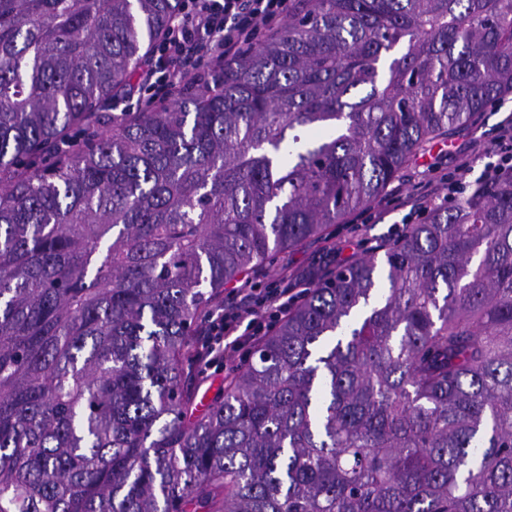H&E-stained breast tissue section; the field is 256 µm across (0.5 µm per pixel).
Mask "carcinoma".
Returning a JSON list of instances; mask_svg holds the SVG:
<instances>
[{"mask_svg": "<svg viewBox=\"0 0 512 512\" xmlns=\"http://www.w3.org/2000/svg\"><path fill=\"white\" fill-rule=\"evenodd\" d=\"M179 12L0 0V512H512V173L195 373L224 288L512 94V0H295L103 130Z\"/></svg>", "mask_w": 512, "mask_h": 512, "instance_id": "obj_1", "label": "carcinoma"}]
</instances>
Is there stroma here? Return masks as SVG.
I'll use <instances>...</instances> for the list:
<instances>
[{
  "instance_id": "obj_1",
  "label": "stroma",
  "mask_w": 512,
  "mask_h": 512,
  "mask_svg": "<svg viewBox=\"0 0 512 512\" xmlns=\"http://www.w3.org/2000/svg\"><path fill=\"white\" fill-rule=\"evenodd\" d=\"M511 112L512 95L505 98L501 109L486 112L476 126L459 130L452 140L427 145L425 151L391 182V189L400 192L399 201L383 197L370 209L336 225L331 237L308 241L298 249L282 254L272 272L248 277L249 286L269 288L286 274L302 273L311 277L324 269L348 264L380 238L396 235L404 225L417 222L420 214L410 209L408 199L417 197L428 179L453 172L463 159L468 160L472 168L469 182H476L485 165L492 161L499 126Z\"/></svg>"
}]
</instances>
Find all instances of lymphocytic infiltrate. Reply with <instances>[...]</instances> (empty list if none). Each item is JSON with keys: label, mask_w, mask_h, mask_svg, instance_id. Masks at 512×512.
Here are the masks:
<instances>
[{"label": "lymphocytic infiltrate", "mask_w": 512, "mask_h": 512, "mask_svg": "<svg viewBox=\"0 0 512 512\" xmlns=\"http://www.w3.org/2000/svg\"><path fill=\"white\" fill-rule=\"evenodd\" d=\"M291 0H183L168 39L138 75L135 91L171 90L254 45L260 33L284 22ZM303 295L297 283L282 280L265 293L232 290L228 310L202 329L204 366L232 359L275 326L285 304Z\"/></svg>", "instance_id": "lymphocytic-infiltrate-1"}]
</instances>
